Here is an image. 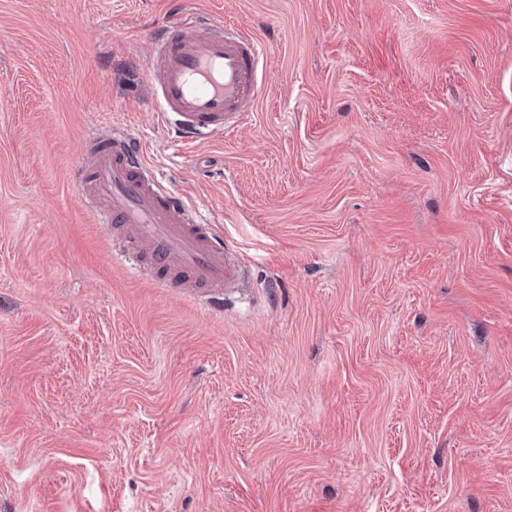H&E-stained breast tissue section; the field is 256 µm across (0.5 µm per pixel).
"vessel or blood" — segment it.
Listing matches in <instances>:
<instances>
[{
  "mask_svg": "<svg viewBox=\"0 0 512 512\" xmlns=\"http://www.w3.org/2000/svg\"><path fill=\"white\" fill-rule=\"evenodd\" d=\"M264 51L245 28L192 12L158 38L148 75L157 110L185 141L232 132L253 111ZM85 206L98 223L116 225L121 249L147 258L155 283L222 291L240 277L224 239L172 194L148 164L139 141L125 134L91 142Z\"/></svg>",
  "mask_w": 512,
  "mask_h": 512,
  "instance_id": "vessel-or-blood-1",
  "label": "vessel or blood"
}]
</instances>
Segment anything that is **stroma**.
Listing matches in <instances>:
<instances>
[{
    "label": "stroma",
    "mask_w": 512,
    "mask_h": 512,
    "mask_svg": "<svg viewBox=\"0 0 512 512\" xmlns=\"http://www.w3.org/2000/svg\"><path fill=\"white\" fill-rule=\"evenodd\" d=\"M264 45L182 144V6ZM128 134L238 255L222 307L114 257ZM0 512H512V0H0Z\"/></svg>",
    "instance_id": "35a3bbf8"
}]
</instances>
